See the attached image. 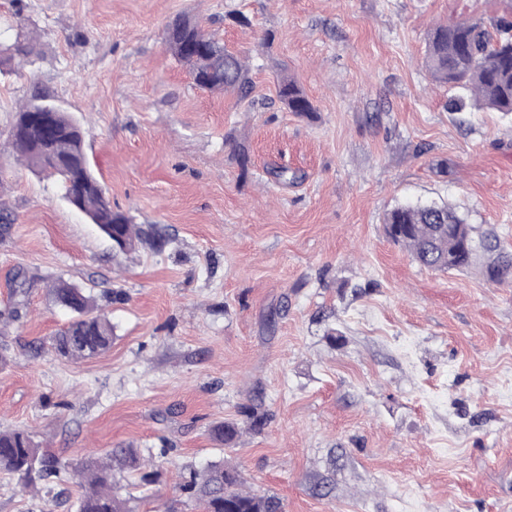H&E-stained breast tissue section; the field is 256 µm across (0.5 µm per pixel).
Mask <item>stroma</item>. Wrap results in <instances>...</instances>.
Returning <instances> with one entry per match:
<instances>
[{
	"instance_id": "stroma-1",
	"label": "stroma",
	"mask_w": 512,
	"mask_h": 512,
	"mask_svg": "<svg viewBox=\"0 0 512 512\" xmlns=\"http://www.w3.org/2000/svg\"><path fill=\"white\" fill-rule=\"evenodd\" d=\"M512 0H0V430L72 468L117 446L130 512H199L183 474L221 461L284 512H512V283L420 266L385 234L398 204L448 202L512 241V120L450 112L423 68L429 31ZM202 21L249 59L253 92L195 87L164 42ZM316 107L279 100L283 77ZM39 86L81 123L113 209L162 251L124 252L7 148ZM297 174L278 180L277 171ZM27 294L16 300V276ZM91 289L103 353L50 348L49 285ZM125 292L121 302L113 291ZM262 400L230 448L214 426ZM0 473V512H77Z\"/></svg>"
}]
</instances>
